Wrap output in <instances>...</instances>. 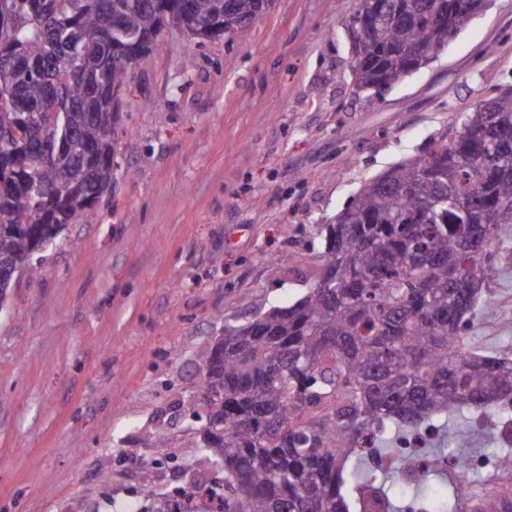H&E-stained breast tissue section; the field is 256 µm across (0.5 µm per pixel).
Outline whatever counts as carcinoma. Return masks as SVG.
I'll return each instance as SVG.
<instances>
[{
  "label": "carcinoma",
  "mask_w": 512,
  "mask_h": 512,
  "mask_svg": "<svg viewBox=\"0 0 512 512\" xmlns=\"http://www.w3.org/2000/svg\"><path fill=\"white\" fill-rule=\"evenodd\" d=\"M32 12L10 53L22 63L0 82V268L29 266L95 199L93 170H110L112 86L123 83L134 35L160 26L140 0H57L60 25L42 31ZM224 34L258 14L260 0H185ZM482 0H356L368 21L352 75L388 89L436 60ZM464 114L426 153L364 183L324 224L322 264L305 293L224 326L203 349L201 443L224 465V492L196 489L213 512H405L422 499L456 512L446 457L466 473L471 454L492 455L512 476V446L473 419H512V357L471 345L483 285L512 224V93ZM408 439L411 457L401 455ZM387 458L392 468L367 463ZM194 497L155 512H194Z\"/></svg>",
  "instance_id": "1"
}]
</instances>
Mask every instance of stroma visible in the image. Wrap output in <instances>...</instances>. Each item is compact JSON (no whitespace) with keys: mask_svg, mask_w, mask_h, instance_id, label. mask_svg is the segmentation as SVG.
Here are the masks:
<instances>
[{"mask_svg":"<svg viewBox=\"0 0 512 512\" xmlns=\"http://www.w3.org/2000/svg\"><path fill=\"white\" fill-rule=\"evenodd\" d=\"M355 0H275L233 40L163 32L138 64L115 178L34 258L0 308V512H139L224 470L198 351L319 271L321 225L363 182L423 154L491 86L512 87V0H492L438 60L354 94ZM477 349L512 355V224ZM163 429L144 448L145 428Z\"/></svg>","mask_w":512,"mask_h":512,"instance_id":"stroma-1","label":"stroma"}]
</instances>
